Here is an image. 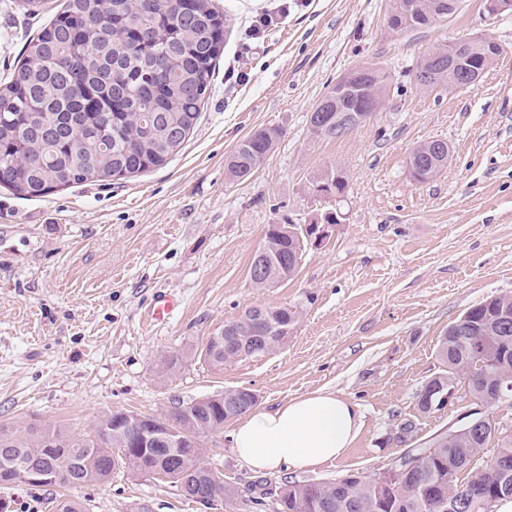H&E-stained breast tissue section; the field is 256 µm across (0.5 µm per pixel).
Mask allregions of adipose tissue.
Listing matches in <instances>:
<instances>
[{
    "label": "adipose tissue",
    "instance_id": "adipose-tissue-1",
    "mask_svg": "<svg viewBox=\"0 0 512 512\" xmlns=\"http://www.w3.org/2000/svg\"><path fill=\"white\" fill-rule=\"evenodd\" d=\"M361 428L362 415L355 404L319 390L269 410L248 412L231 441L250 470L289 472L342 457Z\"/></svg>",
    "mask_w": 512,
    "mask_h": 512
}]
</instances>
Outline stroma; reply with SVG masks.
I'll return each instance as SVG.
<instances>
[{
    "label": "stroma",
    "mask_w": 512,
    "mask_h": 512,
    "mask_svg": "<svg viewBox=\"0 0 512 512\" xmlns=\"http://www.w3.org/2000/svg\"><path fill=\"white\" fill-rule=\"evenodd\" d=\"M215 2L227 15L224 53L170 163L33 199L0 189V427L81 435L113 411L165 414L230 387L255 392L262 409L325 387L358 405L359 435L337 461L271 480L376 475L484 410L463 385L430 414L415 394L443 369L448 325L512 293V13L489 19L482 0H460L447 21L398 36L386 26L390 0ZM282 3L287 15L251 38L253 17ZM45 21L0 0V78ZM476 34L503 48L476 84H414L410 71L433 45ZM366 62L391 76L382 110L343 137L314 136L308 113ZM266 126L285 131L268 160L228 180L226 156ZM433 140L447 142L448 163L416 182L409 154ZM331 165L348 178L342 224L328 244L306 249L292 279L254 288L249 267L267 226L324 211L308 179ZM161 289L181 306L167 324L147 325ZM257 304L298 311L287 344L212 366L200 354L207 337ZM173 355L179 368L163 374ZM234 427L226 421L206 439V459L243 488L259 475L233 452ZM65 497L86 512H242L236 500L209 510L171 480L129 471L78 488L16 485L8 512H55Z\"/></svg>",
    "instance_id": "35a3bbf8"
}]
</instances>
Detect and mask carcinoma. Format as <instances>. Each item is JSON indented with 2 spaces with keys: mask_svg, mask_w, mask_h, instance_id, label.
Wrapping results in <instances>:
<instances>
[{
  "mask_svg": "<svg viewBox=\"0 0 512 512\" xmlns=\"http://www.w3.org/2000/svg\"><path fill=\"white\" fill-rule=\"evenodd\" d=\"M426 13L419 0H393L387 27L408 33L448 20V0H434ZM224 52V14L212 0H64L62 11L28 39L13 73L0 80V186L31 199L56 188L85 182L110 184L167 165L185 139L172 135L195 128L209 97L218 59ZM390 88L383 67L370 65L368 76L351 80L344 106L370 111L371 91ZM336 113L312 112L310 131L336 139ZM284 136L278 126L248 134L225 160L230 180L258 170ZM328 183L334 198L345 195V173L332 167L308 185ZM306 238L280 224L268 225L263 248L249 269L255 288L266 287L256 271H277L285 281L297 272ZM264 312L279 327L294 328L297 311L256 305L231 321L241 342L221 349L205 344L202 353L215 367L240 361L242 345L261 344L263 355L288 343L255 321ZM438 355L446 367L418 394V409L429 414L459 383L487 407L512 402V293L487 298L456 319L440 339ZM235 390L209 397L193 418L182 404L159 424L188 429L192 445L160 444L152 455L132 444V412L114 411L99 418L90 433L70 436L58 428L22 434L0 432V490L19 482L17 471L53 468L67 454L74 465L61 483L79 486L105 482L118 468L139 474L156 465L190 482L185 498L224 499L235 495L222 473L204 460V440L224 428V403ZM496 443L493 462L474 460ZM118 453H112V449ZM465 474L458 480L459 474ZM244 512L265 506L270 495L279 512H489L487 505L512 499V434H502L494 418L448 431L427 448H418L374 477L359 473L324 482L263 480L251 484Z\"/></svg>",
  "mask_w": 512,
  "mask_h": 512,
  "instance_id": "cac0c4a2",
  "label": "carcinoma"
}]
</instances>
